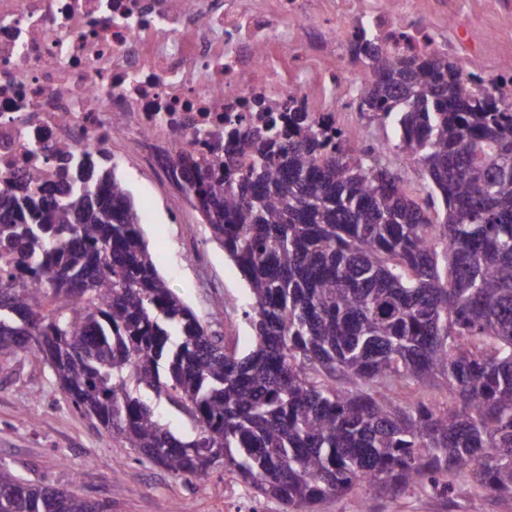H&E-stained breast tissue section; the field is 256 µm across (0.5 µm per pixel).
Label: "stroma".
I'll use <instances>...</instances> for the list:
<instances>
[{
    "label": "stroma",
    "instance_id": "1",
    "mask_svg": "<svg viewBox=\"0 0 512 512\" xmlns=\"http://www.w3.org/2000/svg\"><path fill=\"white\" fill-rule=\"evenodd\" d=\"M425 19L439 36L465 28L491 32V42L469 50L485 78L512 61V16L499 14L495 0H451L448 15L429 12ZM116 173L141 211L151 214L142 231L168 287L200 321L223 331L239 352H248L254 337L242 316L249 302L246 283L211 242L200 214L155 163H120ZM0 465L24 479L107 503L112 512H283L278 501L255 497L223 472L202 484L140 461L133 449L76 412L49 365L33 358L0 363ZM370 512H512V500L478 493L451 502L417 486L372 502Z\"/></svg>",
    "mask_w": 512,
    "mask_h": 512
}]
</instances>
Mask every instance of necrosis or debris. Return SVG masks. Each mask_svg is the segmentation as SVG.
<instances>
[{"label": "necrosis or debris", "instance_id": "obj_1", "mask_svg": "<svg viewBox=\"0 0 512 512\" xmlns=\"http://www.w3.org/2000/svg\"><path fill=\"white\" fill-rule=\"evenodd\" d=\"M421 0H0V187L52 171L58 149L112 157L124 142L155 162L171 144L224 155V119L288 123V108L335 126L353 81L340 18L391 47L432 50Z\"/></svg>", "mask_w": 512, "mask_h": 512}]
</instances>
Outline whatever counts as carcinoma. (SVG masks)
Here are the masks:
<instances>
[{"label": "carcinoma", "instance_id": "1", "mask_svg": "<svg viewBox=\"0 0 512 512\" xmlns=\"http://www.w3.org/2000/svg\"><path fill=\"white\" fill-rule=\"evenodd\" d=\"M349 48L368 67L357 110L393 130L424 195L363 129L325 134L299 107L286 139L271 122L229 128L222 159L168 150L246 282L248 353L167 286L111 161L70 150L57 195L38 173L0 190V256L16 258L0 265V360L47 363L77 412L150 463L200 482L222 468L286 512L418 484L451 502L459 473L512 498V98L364 26ZM440 378L446 402L417 397ZM0 512L110 508L1 466Z\"/></svg>", "mask_w": 512, "mask_h": 512}]
</instances>
